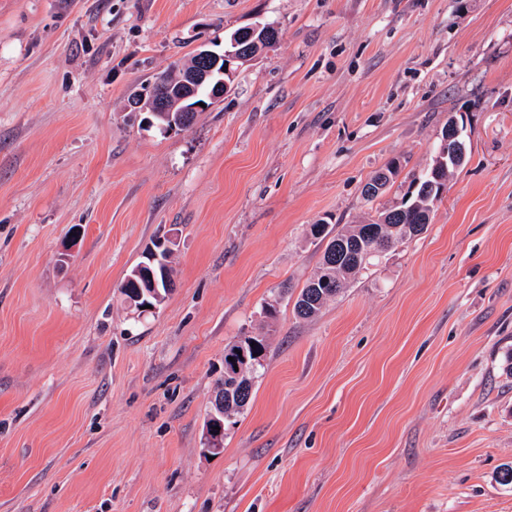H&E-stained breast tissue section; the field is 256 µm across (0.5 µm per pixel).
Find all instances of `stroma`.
<instances>
[{"label": "stroma", "mask_w": 512, "mask_h": 512, "mask_svg": "<svg viewBox=\"0 0 512 512\" xmlns=\"http://www.w3.org/2000/svg\"><path fill=\"white\" fill-rule=\"evenodd\" d=\"M264 23L188 130L127 111ZM452 115L430 224L299 319L310 226L400 202ZM166 235L175 289L133 314ZM244 336L268 349L211 456ZM511 355L512 0H0V512H512ZM395 163V161L391 162L385 169L376 172L370 182L364 186L362 193L367 199L376 198L394 183V179L399 173V168ZM379 180H383L379 185L381 189L377 187ZM252 342H255V346H252ZM235 349L245 351L247 362L239 357ZM265 350L264 337L259 339V337L248 336L244 337V340H236L225 346L224 386H219L212 395V410L206 429V450L208 452H221L224 449L222 448L224 445V416L226 418L231 414L239 413L249 404L254 385L255 367L259 365ZM253 353H257V356H253ZM228 357H233V361H229ZM234 365H237L238 371H235ZM233 375H238L240 378L236 387L232 386ZM243 386H245L244 389ZM215 426H218L219 430H216Z\"/></svg>", "instance_id": "stroma-1"}]
</instances>
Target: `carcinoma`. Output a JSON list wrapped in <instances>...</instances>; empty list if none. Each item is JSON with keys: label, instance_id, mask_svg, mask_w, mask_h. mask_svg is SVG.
<instances>
[{"label": "carcinoma", "instance_id": "carcinoma-1", "mask_svg": "<svg viewBox=\"0 0 512 512\" xmlns=\"http://www.w3.org/2000/svg\"><path fill=\"white\" fill-rule=\"evenodd\" d=\"M278 38V30L270 24L240 28L224 39V52L233 53L240 58V61L236 62L239 66L274 47ZM195 63L194 56L186 61L178 60L167 72L158 76V79L167 82L172 86L173 93L177 94L180 92L179 81L183 70L193 67ZM214 99L213 85L204 84L184 102V106L191 108L200 103L209 106ZM459 167L461 164L449 160L444 156V152H439L426 173L412 180L414 191L410 197L395 207L378 212L371 220V224L379 227L387 247L392 248L412 236L421 234L413 225L430 223L434 205L445 190L449 173ZM398 173V166L390 163L374 174L370 182L364 186L363 195L368 199L377 197L394 183ZM365 228L364 224H353L338 227L332 232L325 224L311 225L310 235L315 239L327 240V244L316 272L301 289L294 304L298 317H315L329 300L336 298L345 287L348 278L363 269L364 265L374 258V254L379 252L378 245L364 237ZM172 254L173 251L170 250L162 255L164 263L156 268L158 288L155 289L151 284L138 280V283L145 284L141 302L155 307L165 301L168 296L165 281H173ZM239 350L245 351L247 360L239 357ZM265 350V339L250 336L224 347V416L239 413L249 404L255 367Z\"/></svg>", "mask_w": 512, "mask_h": 512}]
</instances>
